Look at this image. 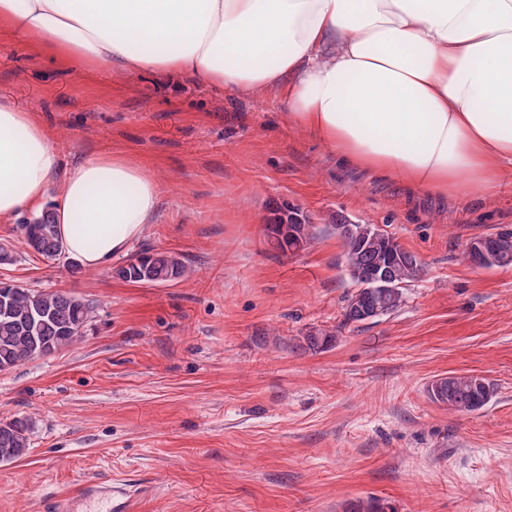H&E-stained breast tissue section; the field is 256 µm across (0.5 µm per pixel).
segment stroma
<instances>
[{"mask_svg":"<svg viewBox=\"0 0 512 512\" xmlns=\"http://www.w3.org/2000/svg\"><path fill=\"white\" fill-rule=\"evenodd\" d=\"M0 98L33 109L62 165L103 149L148 165L155 224L97 271L23 253L0 278L97 305L81 340L0 372V419L32 423L0 463V512H54L89 481L149 486L138 512H512V266L466 260L512 232V173L489 196L409 194L342 163L290 124L282 92L150 74L75 71L0 39ZM317 240L283 254L266 225L287 209ZM373 224L422 273L395 313L344 321L356 286L337 223ZM146 251L192 275L129 283ZM325 331L335 343L297 345ZM477 374L490 402L457 412L434 380Z\"/></svg>","mask_w":512,"mask_h":512,"instance_id":"obj_1","label":"stroma"}]
</instances>
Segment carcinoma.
Instances as JSON below:
<instances>
[{
    "mask_svg": "<svg viewBox=\"0 0 512 512\" xmlns=\"http://www.w3.org/2000/svg\"><path fill=\"white\" fill-rule=\"evenodd\" d=\"M295 233L288 235L281 251H297L316 237L313 224H293ZM23 242L34 254L50 259L62 249L57 224L46 213L41 218L20 225ZM347 262L367 273L377 267L390 269L398 287L389 291L364 287L365 279L354 277L358 290L347 300L344 320L361 323L396 312L404 304V286L421 270L416 254L404 248L396 238L377 237L368 224L353 225V233L339 235ZM501 249L496 267L512 266V233L484 236ZM116 276L131 283H169L180 281L188 274V266L176 255L166 251L145 252L115 270ZM92 301L61 291L23 288L0 281V372L9 371L24 362L50 355L76 344L94 318ZM335 336L309 334L301 347L325 349ZM494 394V386L477 375H452L432 383L429 395L435 402L460 412L483 408ZM31 425L25 418L0 421V462H12L27 455Z\"/></svg>",
    "mask_w": 512,
    "mask_h": 512,
    "instance_id": "obj_1",
    "label": "carcinoma"
}]
</instances>
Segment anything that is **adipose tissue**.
I'll return each instance as SVG.
<instances>
[{"label":"adipose tissue","instance_id":"ef3b65f1","mask_svg":"<svg viewBox=\"0 0 512 512\" xmlns=\"http://www.w3.org/2000/svg\"><path fill=\"white\" fill-rule=\"evenodd\" d=\"M0 33L77 70L287 87L288 122L414 193L487 195L512 171V0H0ZM159 203L144 163L61 166L35 112L0 100V220L51 212L98 270Z\"/></svg>","mask_w":512,"mask_h":512}]
</instances>
